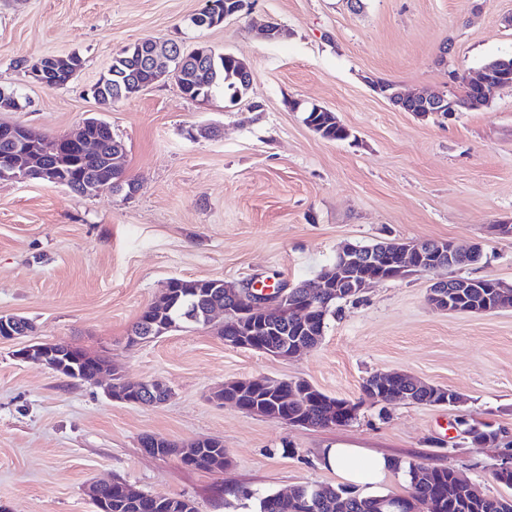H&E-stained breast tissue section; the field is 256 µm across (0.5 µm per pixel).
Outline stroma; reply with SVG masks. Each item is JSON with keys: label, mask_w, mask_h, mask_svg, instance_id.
<instances>
[{"label": "stroma", "mask_w": 512, "mask_h": 512, "mask_svg": "<svg viewBox=\"0 0 512 512\" xmlns=\"http://www.w3.org/2000/svg\"><path fill=\"white\" fill-rule=\"evenodd\" d=\"M202 4L0 0V88L20 100L0 123L53 139L98 116L125 141V175L138 185L130 197L108 187L78 197L46 181L0 180V314L35 325L29 337L0 340V512H96L89 485L115 477L190 499L197 512H256L259 494L342 485L323 462L339 443L449 466L488 495L512 494L492 478L498 449L452 427L464 416L512 435V310L436 312L429 276L374 283L290 361L226 345L205 327L127 342L169 278L294 285L332 265L344 242L477 243L481 260L459 276L512 283V239L490 231L512 222V87L449 117L403 111L372 87L452 92L449 71L466 77L512 56V0H251L221 25L187 26ZM269 22L287 37L260 38ZM148 38L235 54L252 72L249 95L191 101L166 82L94 99L89 87L113 57ZM72 53L83 65L66 86L30 80L39 59ZM292 100L334 112L350 138L318 137ZM31 341L106 357L126 379L164 380L172 396L157 407L112 401L105 383L17 359ZM380 371L450 388L464 402L369 404L348 425L304 428L211 398L224 382L267 376L355 401ZM147 434L223 441L231 463L204 470L148 456ZM232 485L254 498L225 500Z\"/></svg>", "instance_id": "35a3bbf8"}]
</instances>
